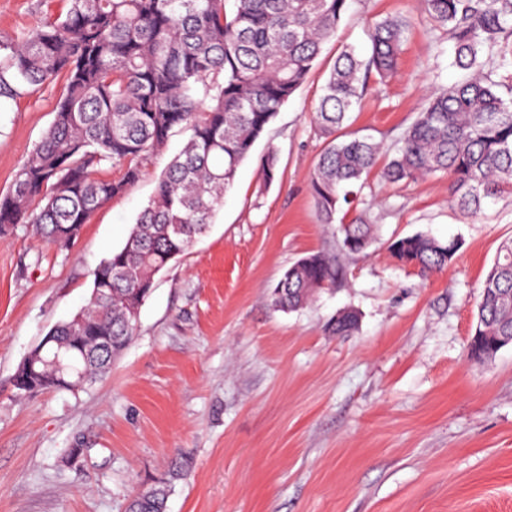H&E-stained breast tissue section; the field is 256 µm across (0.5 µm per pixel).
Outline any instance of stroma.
<instances>
[{
    "mask_svg": "<svg viewBox=\"0 0 512 512\" xmlns=\"http://www.w3.org/2000/svg\"><path fill=\"white\" fill-rule=\"evenodd\" d=\"M61 0H0L14 37ZM409 22L398 71L369 82L339 139L392 145L427 95L458 81L453 44L424 0H349L334 38L239 167L214 221L155 278L135 334L82 391L19 394L14 374L56 324L84 307L92 272L125 242L156 180L181 149L174 129L126 193L93 213L65 250L19 225L0 237V512H125L167 477L165 512H512V344L467 355L486 272L512 238V194L459 210L448 177L363 180L337 221L366 211L376 239L342 250L319 223L310 176L325 146L313 122L340 51L365 54L370 22ZM51 84L0 112V193L54 119ZM277 152L265 183L259 161ZM423 233L460 248L431 277L390 241ZM313 253L336 284L299 309L273 306L285 270ZM358 325L330 333L337 314ZM79 448L76 463L66 449Z\"/></svg>",
    "mask_w": 512,
    "mask_h": 512,
    "instance_id": "35a3bbf8",
    "label": "stroma"
}]
</instances>
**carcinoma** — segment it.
Wrapping results in <instances>:
<instances>
[{
  "label": "carcinoma",
  "mask_w": 512,
  "mask_h": 512,
  "mask_svg": "<svg viewBox=\"0 0 512 512\" xmlns=\"http://www.w3.org/2000/svg\"><path fill=\"white\" fill-rule=\"evenodd\" d=\"M66 11L14 38H0V106L62 82L54 119L0 194V236L20 224L63 250L91 215L135 184L143 164L176 127L188 137L157 181L124 245L93 271L84 310L52 328L35 372L17 369L21 394L76 391L102 377L129 344L136 315L155 276L211 223L224 192L278 112L304 83L322 46L336 33L348 0H64ZM448 28L463 77L429 95L402 132L380 177L388 182L448 174L451 200L476 214L512 188V0H426ZM408 22L372 23L370 50L342 51L329 71L314 123L326 146L311 175L317 219L336 223L350 187L376 166L382 148L369 137L336 132L370 79L394 77ZM507 75L500 76L498 71ZM109 162L118 180L97 175ZM265 183L277 154L261 158ZM342 250L364 253L373 225L358 216L337 228ZM459 242L416 234L396 238L391 253L424 278L452 263ZM123 276H116V272ZM336 283L321 254L307 255L271 293L296 309ZM346 311L330 323L342 336L356 328ZM512 338V239L501 244L482 284L468 354L490 359ZM168 483L131 498V512H165Z\"/></svg>",
  "instance_id": "carcinoma-1"
}]
</instances>
